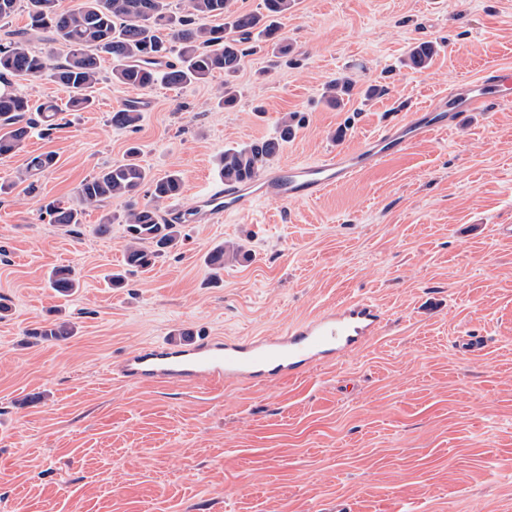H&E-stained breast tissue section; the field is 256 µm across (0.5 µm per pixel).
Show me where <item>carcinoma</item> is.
I'll return each mask as SVG.
<instances>
[{
  "label": "carcinoma",
  "mask_w": 512,
  "mask_h": 512,
  "mask_svg": "<svg viewBox=\"0 0 512 512\" xmlns=\"http://www.w3.org/2000/svg\"><path fill=\"white\" fill-rule=\"evenodd\" d=\"M294 0H264L265 12H236L231 0H183L175 11L171 0H78L64 8L60 0H0V20L19 8L27 10L29 23L23 31H11L0 37V157L24 150L35 130L48 135L58 126L61 108L83 111L93 105L88 94L99 80L101 60L112 59V82L129 89L147 91L158 83L183 87L205 83L216 73L224 74L221 101L226 107L236 102L228 78L239 71L248 54V44L262 39L279 46L278 18L292 8ZM222 17L225 23L208 26L203 20ZM46 34L49 41L63 48L60 61L34 50L33 34ZM437 55L433 42H421L409 48L404 63L414 70L428 68ZM51 74L66 92L64 106L55 102H37L14 88L11 78H38ZM352 82L337 78L325 87L323 98L332 107L344 105ZM141 113L126 105L111 113L112 126L137 127ZM295 116L282 119L278 136L257 139L239 148H228L218 158L219 173L234 182L251 181L276 156L295 134ZM139 149L131 146L128 159L100 169L79 185L75 200H52L44 205L54 224L77 228L87 209H100L114 198L128 201L120 215L110 212L101 216L94 231L110 232L112 224L126 225L129 241L124 251L125 272L144 273L153 269L156 259L181 244L182 225L162 223L157 219L155 204L182 192L181 173L173 171L162 178L151 176L138 160ZM55 164V155L47 152L27 157L25 174H41ZM149 187L152 203L139 204L137 198ZM243 254L239 245H218L205 257L212 270L224 268V261ZM50 285L58 294L68 296L79 288L74 269L57 266L50 275ZM74 333L66 320L50 321L28 331V335L45 341L63 340Z\"/></svg>",
  "instance_id": "obj_1"
}]
</instances>
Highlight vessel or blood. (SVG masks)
Instances as JSON below:
<instances>
[{"instance_id":"b4317fda","label":"vessel or blood","mask_w":512,"mask_h":512,"mask_svg":"<svg viewBox=\"0 0 512 512\" xmlns=\"http://www.w3.org/2000/svg\"><path fill=\"white\" fill-rule=\"evenodd\" d=\"M510 101L512 70L493 68L470 83L466 94H445L418 106L410 120L387 124L356 149L333 152L310 164H281L259 173L244 186L230 182L208 186L193 208L182 209L172 200L168 211L181 223L216 224L228 214H247L262 199L314 202L329 188L447 129L457 113L486 112ZM385 320L384 309L373 300H349L320 310L276 335L211 337L132 351L120 359L113 374L128 384L162 386L290 382L313 368L332 366L355 354L379 335Z\"/></svg>"}]
</instances>
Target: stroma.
I'll return each instance as SVG.
<instances>
[{
  "label": "stroma",
  "mask_w": 512,
  "mask_h": 512,
  "mask_svg": "<svg viewBox=\"0 0 512 512\" xmlns=\"http://www.w3.org/2000/svg\"><path fill=\"white\" fill-rule=\"evenodd\" d=\"M287 53L259 43L218 106L215 76L145 91L136 129L111 112L136 98L113 84L111 62L88 112L65 113L51 137L32 135L0 159V512H512V103L464 112L450 129L329 189L314 203L267 199L247 216L188 224L183 245L147 273L111 287L125 227L79 232L49 223L45 201L73 200L130 145L154 176L181 172L178 200L218 172L224 149L276 136L297 114L278 163L318 160L359 145L413 106L512 68V0H295L281 20ZM434 42L432 65L403 63ZM348 74L339 110L324 85ZM380 94L366 97L369 86ZM52 152L36 184L27 154ZM249 260L213 273L214 246ZM80 282L68 297L52 267ZM367 297L390 313L382 335L300 380L204 389L129 385L111 367L127 352L184 334L283 332L310 314ZM56 318L75 333L41 341ZM458 336L485 349L462 354ZM50 285L58 294L68 296L79 288V281L72 267L62 265L53 268Z\"/></svg>",
  "instance_id": "35a3bbf8"
}]
</instances>
